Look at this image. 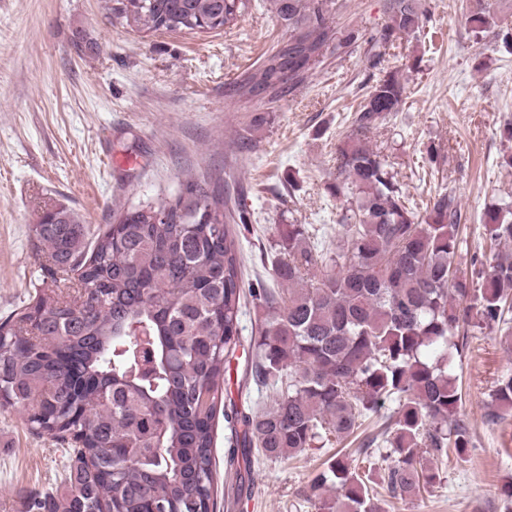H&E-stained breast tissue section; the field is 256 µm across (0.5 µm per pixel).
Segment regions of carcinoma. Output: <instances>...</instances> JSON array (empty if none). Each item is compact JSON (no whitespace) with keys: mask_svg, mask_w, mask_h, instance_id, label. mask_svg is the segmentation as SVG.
Returning <instances> with one entry per match:
<instances>
[{"mask_svg":"<svg viewBox=\"0 0 512 512\" xmlns=\"http://www.w3.org/2000/svg\"><path fill=\"white\" fill-rule=\"evenodd\" d=\"M112 2V16L138 32L197 33L234 26L250 0ZM271 3L290 36L237 83L241 98L291 92L326 55L360 43L376 76L325 185L344 201L336 248L312 224H277L271 274L283 288L247 286L224 191L201 181L133 203L94 232L65 206L43 211L31 242L48 276L0 322V407H22L70 463L60 486L25 497L24 512H214V422L247 295L259 308L253 375L271 404L241 419L235 443L287 460L358 440L313 482L319 512H383L357 455L389 449L382 489L405 501L442 480L423 454L471 445L453 353L475 327L512 336V259L483 253L462 265L456 194L443 190L419 215L388 156L369 145L407 98L404 69H420L416 55L391 69L387 54L423 28L422 0H385L387 20L368 32L333 26L335 0ZM464 19L475 38L497 27L512 46V26L481 0ZM499 138L512 167V120ZM483 224L490 247L511 244L512 200L490 204ZM139 328L153 339L149 376L132 371L133 350L118 352ZM388 401L396 408L378 431L363 429ZM492 406V421L512 412V375L498 380Z\"/></svg>","mask_w":512,"mask_h":512,"instance_id":"obj_1","label":"carcinoma"}]
</instances>
